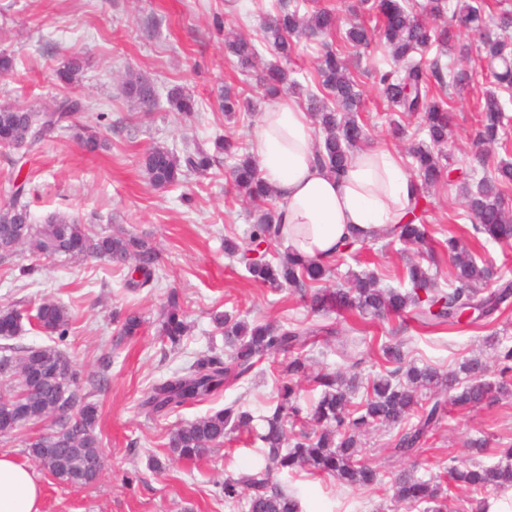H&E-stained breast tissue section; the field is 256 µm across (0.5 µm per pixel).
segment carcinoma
<instances>
[{
  "label": "carcinoma",
  "mask_w": 512,
  "mask_h": 512,
  "mask_svg": "<svg viewBox=\"0 0 512 512\" xmlns=\"http://www.w3.org/2000/svg\"><path fill=\"white\" fill-rule=\"evenodd\" d=\"M359 4L367 14L376 15L379 23L358 20L340 33L341 40L354 48L367 49L374 43L384 48L391 65L375 71L377 90L391 111L419 117L427 135L425 140L412 141L407 149L416 187L409 218L382 236L390 244L416 245L421 253L436 255L426 248L428 190L446 181L462 190L463 218L471 222L473 238L511 243L512 210L507 207L505 191L512 187V162L501 161L491 171L485 168L479 178L473 169L451 178L453 162L442 147L447 143L453 114L432 90L461 87L468 78L466 71L457 68V62L470 58L469 48L454 42L452 27L478 36L481 58L499 88L505 90L512 89V42L495 36L484 4L472 0H457L455 4L452 0H427L421 13L400 0H359ZM336 32L334 10L315 5L302 13L300 4L293 0H277L275 12L266 16L257 38L248 39L229 29L224 31V49L236 58L242 74L260 71L268 92L276 94L287 88L306 93V111L321 134L315 145L316 157L339 176L356 152L370 146L367 129L359 120V84L345 58L326 42L315 66L316 89L303 88L295 70L289 68L298 39L316 41ZM434 43L442 52L456 55V61L446 65L436 59L426 64L416 58ZM264 49L274 56L265 64L261 63ZM82 69L81 57L73 53L56 71V78L61 83L75 82ZM124 89L146 114V101L158 105L153 89L144 81L131 79ZM167 100L184 118L192 117L191 95L173 89ZM222 107L229 117L253 111L245 91L235 92L229 87L224 89ZM84 109L82 101L67 96L37 112L1 104L0 128L14 131L8 146L22 147L31 154L54 135L73 129L76 115ZM480 112L477 142L489 152L504 144L508 116L501 98L492 91L484 96ZM75 137L90 152L102 147L96 131L89 127L79 129ZM214 145L216 152H224L231 160L229 191L258 207L249 230V246L244 248L226 238L224 254L243 264L253 281L297 291L313 313L336 309L352 316L349 335L339 337L335 329L326 326L311 329L292 322L251 323L239 315L216 313L212 321L223 330L227 350L220 353L211 349L199 355L142 396L141 412L151 418L166 416L217 399L224 388L248 381L262 357L283 355L273 404L260 414L232 404L182 424L168 437L167 448L174 459L188 462L223 447L224 437L232 432H245L263 443L262 462L254 472L215 482L225 503L241 512H300L296 492L273 482L274 474L285 470L332 477L349 488L379 485L383 474L360 459L365 437L372 430L400 427L390 451L396 458H410L418 455L447 407L466 411L512 391V338L508 336L496 342L499 378L493 382L488 380L489 366L479 357L465 359L458 369L448 372L429 364L418 366L408 360L406 340L398 336L405 331V322L434 331L471 326L502 310L512 298L509 281L496 292L484 294V285L497 272L490 265L478 264L461 237L450 234L440 243L453 269V281L446 289L439 287L436 275L418 260L404 264L408 280L404 290L380 287L379 277L372 272L348 273L345 287L314 289L312 285L324 279L328 263L292 250L253 257L260 244L279 239L275 198L257 163L251 154L241 151L236 139L218 136ZM214 161L215 155L199 147L179 154L156 145L144 153L142 168L151 186L167 189L178 185L189 171L206 172ZM27 185L17 174L0 187L6 197L0 205L16 209L21 216L13 224L0 223V243L12 241L16 250L27 246L40 259L98 258L117 268L130 267L132 274L125 287L131 290L153 283L159 255L151 242L122 227L99 230L66 214L52 215L39 224L29 209ZM392 317L401 318L402 324L378 347L388 367L368 381L360 402L352 401L358 374L347 379L338 371L311 370L309 346L314 344V337L324 334L326 339L336 340L351 361L350 368L356 369L363 360L359 351L362 326ZM72 319L70 309L54 300L40 302L33 315L23 312L17 302L0 304V361L9 359L20 366L15 379L0 383V437L16 436L49 423L48 431L27 440L25 454L59 483L86 488L96 484L103 471L94 393L105 388L107 379L102 375L92 383V389H87L76 363L60 348ZM143 324L140 315L129 313L120 319L119 335L136 336ZM27 326L54 343L30 347L16 342ZM188 329L178 293L173 290L163 305L158 334L177 346ZM303 382L319 391L305 407L299 402ZM64 408L72 410V418L53 420L54 411ZM256 421L262 423L260 433ZM484 445L482 439L472 441L471 458L448 466L443 481L437 475L425 480L410 468L399 470L390 482L392 499L421 507L423 512H444L443 500L457 488L465 490L459 512H488L489 489L512 488V445L499 449L500 460L493 466L476 459L484 453Z\"/></svg>",
  "instance_id": "cac0c4a2"
}]
</instances>
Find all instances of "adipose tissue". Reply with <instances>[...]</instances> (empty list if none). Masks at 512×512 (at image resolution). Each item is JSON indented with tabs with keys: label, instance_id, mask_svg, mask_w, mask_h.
I'll return each mask as SVG.
<instances>
[{
	"label": "adipose tissue",
	"instance_id": "1",
	"mask_svg": "<svg viewBox=\"0 0 512 512\" xmlns=\"http://www.w3.org/2000/svg\"><path fill=\"white\" fill-rule=\"evenodd\" d=\"M314 140L309 112L281 97L259 113L250 152L276 196L283 245L330 262L346 240L402 223L414 186L396 153L382 147L358 152L336 177L316 161ZM0 512H44L36 475L7 453H0Z\"/></svg>",
	"mask_w": 512,
	"mask_h": 512
}]
</instances>
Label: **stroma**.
I'll return each mask as SVG.
<instances>
[{"mask_svg":"<svg viewBox=\"0 0 512 512\" xmlns=\"http://www.w3.org/2000/svg\"><path fill=\"white\" fill-rule=\"evenodd\" d=\"M273 0H0V53L15 55L10 75L0 77V104L43 110L68 95L87 103L77 121L96 127L105 150H83L71 133L45 142L23 168L29 180L30 209L37 222L67 214L99 227L123 225L131 233L152 239L159 251L157 278L151 287L130 291L128 270L88 258L76 261L37 260L19 252L11 263H0V301L30 307L44 298L64 303L74 315L63 344L83 380L105 373L108 384L96 399L98 431L104 456L99 481L86 489L57 484L45 472L37 477L44 492L45 512H233L215 483L224 477L251 473L259 463V445L235 439L194 463L167 461L169 433L181 423L224 408L233 401L260 410L275 389V362L267 358L248 383L224 389L217 400L148 418L138 403L154 384L209 348H223L224 335L212 321L216 312L244 314L255 321L294 322L310 328L345 326L336 313L313 314L293 291L272 289L252 281L244 267L224 254L223 239L247 243L253 222L250 209L227 194L226 168L215 163L206 173H189L182 184L154 189L145 177L141 157L161 145L177 152L196 146L212 149L214 139L231 132L250 142L256 115L227 124L219 106L226 85L246 86L258 107L269 99L254 78H242L224 52V23L258 33ZM335 48L354 61L353 74L363 92L361 120L371 143L395 151L409 164L406 143L390 132L393 117L375 87L374 70L383 58L379 47L355 49L333 38ZM84 62L82 76L68 88L58 86L54 72L70 53ZM465 90L447 87L453 113L452 137L445 147L457 166L475 167L480 149L475 132L483 94L494 83L477 59ZM131 76L145 80L159 98L181 88L193 94L197 115L183 122L160 105L140 112L123 91ZM455 187L441 184L428 198L425 223L432 238L453 233L468 237L471 225ZM33 273H25V266ZM404 259L398 245L367 242L359 253L337 261L326 285L345 284L349 270H378L385 285L399 288ZM177 291L191 328L178 347L157 333V318L169 291ZM134 311L146 324L135 337L119 339L116 313ZM512 332V307L497 321L480 327L444 331L413 328L405 332L413 359L443 369L455 367L475 353L494 361L491 335ZM486 440L484 464L497 463L496 448L512 443V396L470 411L452 410L428 440L420 457L421 472L437 474L440 467L464 456L470 440ZM164 460L153 470L151 458ZM278 484L295 490L303 512H414L392 506L388 486L373 492L339 486L331 478L284 472Z\"/></svg>","mask_w":512,"mask_h":512,"instance_id":"35a3bbf8","label":"stroma"}]
</instances>
